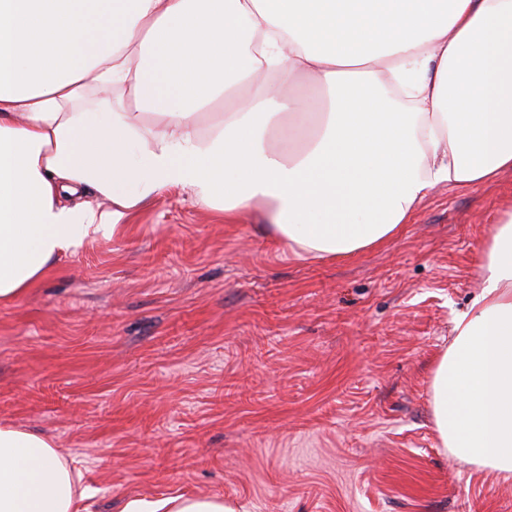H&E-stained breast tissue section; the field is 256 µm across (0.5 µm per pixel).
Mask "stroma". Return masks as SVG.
I'll use <instances>...</instances> for the list:
<instances>
[{
    "mask_svg": "<svg viewBox=\"0 0 512 512\" xmlns=\"http://www.w3.org/2000/svg\"><path fill=\"white\" fill-rule=\"evenodd\" d=\"M512 171L440 185L402 233L303 260L172 187L0 305V424L52 439L78 512L221 496L240 512H512V477L445 454L434 363L481 289Z\"/></svg>",
    "mask_w": 512,
    "mask_h": 512,
    "instance_id": "35a3bbf8",
    "label": "stroma"
}]
</instances>
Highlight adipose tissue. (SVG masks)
I'll use <instances>...</instances> for the list:
<instances>
[{"label": "adipose tissue", "mask_w": 512, "mask_h": 512, "mask_svg": "<svg viewBox=\"0 0 512 512\" xmlns=\"http://www.w3.org/2000/svg\"><path fill=\"white\" fill-rule=\"evenodd\" d=\"M300 73L323 111L282 93ZM93 82L128 88L134 107H87ZM279 129L292 136L277 150ZM510 170L512 0H0V304L170 187L228 215L264 207L274 239L321 260L396 237L439 185ZM87 187L112 211L78 202ZM481 270L432 373L433 419L452 457L507 478L512 210ZM78 500L49 438L0 425V512H77ZM121 512L236 510L179 495Z\"/></svg>", "instance_id": "ef3b65f1"}]
</instances>
